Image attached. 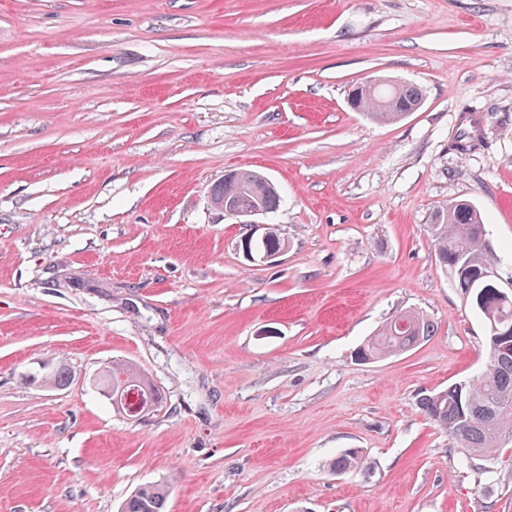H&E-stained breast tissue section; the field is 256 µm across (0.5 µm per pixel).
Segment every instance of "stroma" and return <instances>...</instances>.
<instances>
[{
    "label": "stroma",
    "instance_id": "35a3bbf8",
    "mask_svg": "<svg viewBox=\"0 0 512 512\" xmlns=\"http://www.w3.org/2000/svg\"><path fill=\"white\" fill-rule=\"evenodd\" d=\"M373 79L421 107L367 120ZM239 169L280 191L268 262L210 205ZM456 199L512 280V0H0V512H512V445L465 466L418 408L486 366L429 236ZM410 309L434 336L355 360ZM100 384L105 393L111 392L112 404L129 417H138L143 414L142 412H134L130 407L128 397L131 393L137 392L142 395L144 407L148 406L151 409L158 402L157 393L151 384L128 367L112 365V370H108L103 375ZM166 491L160 484L146 485L125 503L121 512H165Z\"/></svg>",
    "mask_w": 512,
    "mask_h": 512
}]
</instances>
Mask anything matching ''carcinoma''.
Instances as JSON below:
<instances>
[{
    "instance_id": "1",
    "label": "carcinoma",
    "mask_w": 512,
    "mask_h": 512,
    "mask_svg": "<svg viewBox=\"0 0 512 512\" xmlns=\"http://www.w3.org/2000/svg\"><path fill=\"white\" fill-rule=\"evenodd\" d=\"M423 102L419 88L406 84L375 82L361 95L359 108L370 120L391 123L417 111ZM210 198L246 209L258 205L268 213L278 210L281 198L274 186L259 172L239 171L216 184ZM436 264L448 274L463 299L482 317L492 315L500 331L512 332V295L498 294V285L484 276L490 265L486 249L487 228L476 205L461 199L448 203L435 214L429 225ZM285 248V240L276 229L252 241V254L264 256ZM434 325L426 316L406 311L395 316L360 348L365 360H378L405 352L427 339ZM495 333L484 331L487 363L485 373L466 383L462 391L448 388L419 400L423 415L445 430L468 455L488 458L504 440L512 441V349H499ZM103 391L112 394V404L129 417H137L128 403L136 392L143 406H156L158 396L148 381L128 367L114 365L101 380ZM363 460L359 451L350 449L337 456L330 470L359 469ZM166 491L159 484L146 485L125 503L121 512H165Z\"/></svg>"
}]
</instances>
